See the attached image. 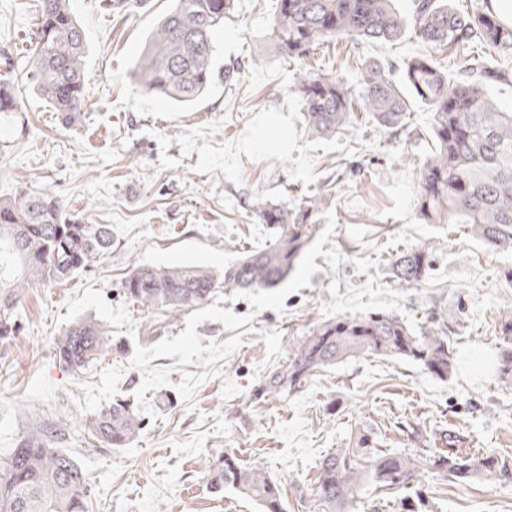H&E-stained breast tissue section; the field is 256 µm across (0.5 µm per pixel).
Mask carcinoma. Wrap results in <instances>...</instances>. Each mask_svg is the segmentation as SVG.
Listing matches in <instances>:
<instances>
[{
    "label": "carcinoma",
    "instance_id": "obj_1",
    "mask_svg": "<svg viewBox=\"0 0 512 512\" xmlns=\"http://www.w3.org/2000/svg\"><path fill=\"white\" fill-rule=\"evenodd\" d=\"M236 0H175L148 39L133 73L141 93L190 105L211 87L216 71L213 32L234 12ZM39 22L32 48L30 79L35 93L58 112H80L84 103L85 33L69 0H39ZM411 34L426 53L404 61L401 73L379 61L361 65V92L341 78L304 71L293 92L312 135L330 137L368 115L396 131L406 112L421 105L430 112L433 149L418 176L417 212L428 224H466L495 248L512 249V111L495 90H512V23L500 19L492 0L469 10L454 0H415L407 15L395 0H277L271 37L277 51L303 59L329 40L349 37L386 44ZM448 51L465 65L450 69L435 57ZM17 109L8 82L0 83V112ZM329 197L305 195L296 205H263L259 218L274 224L275 243L251 251L217 274L196 266L135 265L123 292L146 310L173 316L226 290L276 288L288 279L307 243V224ZM6 238L25 266V280L64 281L85 271L112 248L109 224H76L54 194L21 192L0 200V238ZM428 248L417 246L390 262L397 284L422 280L430 268ZM17 293H0V340L17 335ZM458 316L445 315L418 330L393 314L370 313L328 319L289 345L282 364L265 377L258 395L295 393L318 370L363 356L399 358L446 379L456 369L448 333ZM55 355L76 371L112 350L103 326L93 320L74 323L54 344ZM499 379L512 382V347L504 348L496 367ZM84 431L113 448H126L140 435L142 419L125 400H117L82 421ZM435 451L432 473L458 485L479 475L512 476V468L494 451L475 457L458 451L455 436L444 437ZM369 429L355 432L345 448L319 464L314 495L321 512H353L362 487H415L422 468L406 454L375 448ZM210 488H230L255 502L261 512H286L277 480L257 467L224 454L204 459ZM89 512L87 475L74 455L56 447L35 429L0 456V512Z\"/></svg>",
    "mask_w": 512,
    "mask_h": 512
}]
</instances>
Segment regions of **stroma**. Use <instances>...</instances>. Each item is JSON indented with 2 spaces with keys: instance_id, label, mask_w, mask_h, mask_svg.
Segmentation results:
<instances>
[{
  "instance_id": "35a3bbf8",
  "label": "stroma",
  "mask_w": 512,
  "mask_h": 512,
  "mask_svg": "<svg viewBox=\"0 0 512 512\" xmlns=\"http://www.w3.org/2000/svg\"><path fill=\"white\" fill-rule=\"evenodd\" d=\"M88 44L81 112H56L31 91L37 0H0V77L18 110L0 113V200L53 193L84 224L112 227V250L61 283L24 285V264L0 243V286L17 289V336L0 344V451L32 429L74 451L89 479L90 512H260L234 491L213 492L205 458L231 454L282 486L287 512H320L321 459L370 429L379 449L428 466L441 435L468 454L495 450L512 463V383L466 353L497 357L512 310V251L493 249L463 224H426L417 178L430 149V115L407 113L399 134L362 118L345 133H308L296 75L311 69L359 87L361 64L423 53L330 41L288 62L270 37L276 0H239L213 34L216 73L189 106L143 96L132 74L172 0H70ZM260 66H251L252 57ZM239 66L225 77L226 66ZM329 195L287 281L276 288L217 291L174 318L123 295L132 265H195L222 271L273 242L258 205L282 204L289 188ZM427 245L433 267L395 285L389 261ZM458 312L450 342L457 370L440 379L394 358H351L324 368L290 395L257 396L289 344L338 316L392 313L426 325ZM103 324L112 352L79 371L54 355L76 320ZM132 400L143 429L130 447L88 439L82 419L114 399ZM433 512H512V489L478 478L459 486L426 475Z\"/></svg>"
}]
</instances>
